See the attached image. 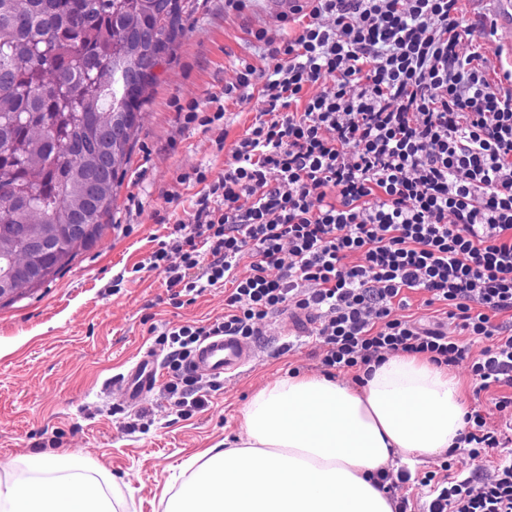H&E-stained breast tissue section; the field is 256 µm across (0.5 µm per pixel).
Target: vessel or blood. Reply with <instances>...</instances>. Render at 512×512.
Here are the masks:
<instances>
[{
	"label": "vessel or blood",
	"instance_id": "1",
	"mask_svg": "<svg viewBox=\"0 0 512 512\" xmlns=\"http://www.w3.org/2000/svg\"><path fill=\"white\" fill-rule=\"evenodd\" d=\"M489 29L498 51L499 73L512 74V0H485ZM255 341L245 336L209 337L195 352L190 370L211 378L238 376L258 355ZM158 356L145 352L123 383L128 403L140 402L155 386Z\"/></svg>",
	"mask_w": 512,
	"mask_h": 512
}]
</instances>
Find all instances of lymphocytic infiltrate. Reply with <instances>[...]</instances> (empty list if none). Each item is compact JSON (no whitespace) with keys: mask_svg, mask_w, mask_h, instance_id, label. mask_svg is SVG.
I'll return each mask as SVG.
<instances>
[{"mask_svg":"<svg viewBox=\"0 0 512 512\" xmlns=\"http://www.w3.org/2000/svg\"><path fill=\"white\" fill-rule=\"evenodd\" d=\"M300 33L272 49L260 118L190 222L148 258L168 288L196 298L231 286L224 316L166 329L182 416L205 398L187 363L208 337L257 336L274 314L315 312L324 370L360 371L397 354L467 365L475 392L512 387V83L492 82L459 0H313ZM332 88H324L326 77ZM303 103L300 112L294 103ZM246 274H238L242 258ZM203 267L200 278L189 270ZM442 304L456 336L419 328L407 291ZM481 404L436 469L380 468L395 512H512V394ZM486 462L456 470L457 450ZM428 488L415 508L407 484Z\"/></svg>","mask_w":512,"mask_h":512,"instance_id":"lymphocytic-infiltrate-1","label":"lymphocytic infiltrate"}]
</instances>
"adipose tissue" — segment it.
<instances>
[{
	"label": "adipose tissue",
	"mask_w": 512,
	"mask_h": 512,
	"mask_svg": "<svg viewBox=\"0 0 512 512\" xmlns=\"http://www.w3.org/2000/svg\"><path fill=\"white\" fill-rule=\"evenodd\" d=\"M466 412L459 380L419 355L388 358L357 389L283 379L252 398L238 445L182 463L163 512H393L375 472L450 448ZM0 512H125V499L103 467L36 453L0 470Z\"/></svg>",
	"instance_id": "ef3b65f1"
}]
</instances>
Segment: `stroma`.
<instances>
[{
  "label": "stroma",
  "instance_id": "35a3bbf8",
  "mask_svg": "<svg viewBox=\"0 0 512 512\" xmlns=\"http://www.w3.org/2000/svg\"><path fill=\"white\" fill-rule=\"evenodd\" d=\"M193 27L158 70L130 160L118 176L103 238L50 284L0 307V465L38 452H67L104 465L118 479L127 512H162L163 494L177 491L183 461L218 443L243 437L241 417L264 385L292 373L319 372L312 336L315 314L294 310L271 317L258 358L240 375L207 391L203 409L181 416L163 394L170 379L128 404L123 378L165 328L203 324L224 315L225 289L194 303L171 300L162 271L143 268L158 237L188 222L208 180L224 171L236 143L258 116L259 91L224 100L211 125L184 120L183 108L213 115L212 102L243 65L264 70L271 46L294 38L310 20L288 0H188ZM459 7L478 45L496 68L495 45L478 0ZM265 40H257V32Z\"/></svg>",
  "mask_w": 512,
  "mask_h": 512
}]
</instances>
